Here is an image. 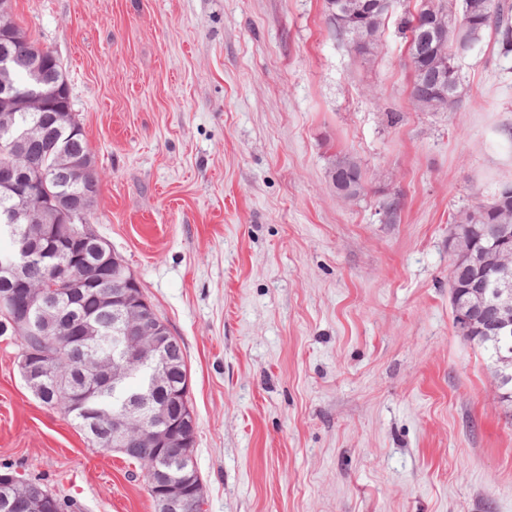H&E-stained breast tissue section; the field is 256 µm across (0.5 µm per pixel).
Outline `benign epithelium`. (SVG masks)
Returning <instances> with one entry per match:
<instances>
[{
  "mask_svg": "<svg viewBox=\"0 0 512 512\" xmlns=\"http://www.w3.org/2000/svg\"><path fill=\"white\" fill-rule=\"evenodd\" d=\"M0 70L23 68L30 83L24 89L0 87V97L18 103L22 109L49 112L62 103L64 80L54 70L55 57L45 51H34L9 34L0 36ZM15 159L0 162V191L23 200L15 219H30L36 213L49 210L54 223L40 224L20 238L18 249L34 255L43 242L48 247L73 238L85 245L83 263L90 257L100 259L101 268L112 276V291L96 293L97 300L112 306V355L100 353L85 360V374L93 382L117 385L127 369L150 360L156 363V389L168 392L170 400L180 406L173 412L168 403L155 399L129 402L124 411L112 415L109 443L122 451L140 442L161 451L159 464L149 472V483L156 512H187L190 502L201 500V480L188 449L193 447L196 417L184 401L185 389H168L169 374L182 365L181 344L167 324L157 315L143 296L137 277L124 260L96 233L88 220L99 193L98 177L90 159H82L67 173L42 166L41 152L30 129L13 132ZM74 180L80 190L74 195L55 199L44 193L47 182ZM93 282L74 272H57L41 288L23 287L6 297L14 310L23 311L51 304L70 288H88ZM496 320L491 330L506 333L512 329V267H502L499 287L494 290ZM95 309L72 323L67 335L61 337L70 344L79 340L88 344L100 336L93 320ZM22 378L34 395L42 397L60 376L50 372L45 356L24 357L20 364ZM0 500L8 503L13 512H58L54 499L41 489L11 473H0Z\"/></svg>",
  "mask_w": 512,
  "mask_h": 512,
  "instance_id": "1",
  "label": "benign epithelium"
}]
</instances>
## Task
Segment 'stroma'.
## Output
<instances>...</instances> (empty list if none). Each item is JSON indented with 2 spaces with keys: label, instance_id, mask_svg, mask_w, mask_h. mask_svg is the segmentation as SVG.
I'll return each mask as SVG.
<instances>
[{
  "label": "stroma",
  "instance_id": "obj_1",
  "mask_svg": "<svg viewBox=\"0 0 512 512\" xmlns=\"http://www.w3.org/2000/svg\"><path fill=\"white\" fill-rule=\"evenodd\" d=\"M10 17L66 74L91 224L183 344L204 512H512V403L448 288L450 217L512 180L492 36L458 61L462 107L419 112L396 22L364 64L325 0H11ZM339 152L367 177L351 202ZM18 353L0 336V471L78 512H154L139 466L35 397Z\"/></svg>",
  "mask_w": 512,
  "mask_h": 512
}]
</instances>
